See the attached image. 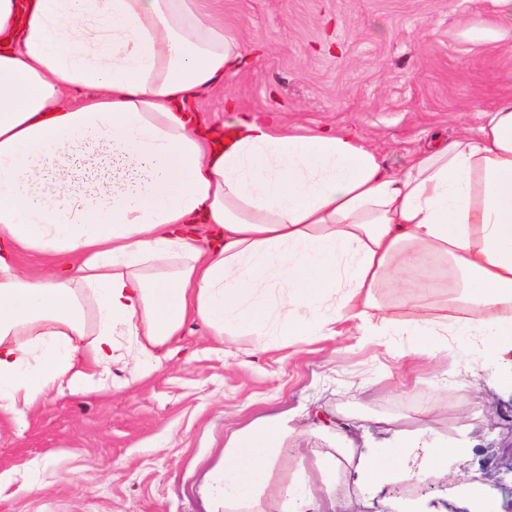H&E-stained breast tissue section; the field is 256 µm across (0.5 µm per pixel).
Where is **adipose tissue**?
Wrapping results in <instances>:
<instances>
[{
	"mask_svg": "<svg viewBox=\"0 0 512 512\" xmlns=\"http://www.w3.org/2000/svg\"><path fill=\"white\" fill-rule=\"evenodd\" d=\"M242 59L196 0H0V413L86 392L122 354L161 363L194 318L219 336L311 341L340 320L370 335L392 323L378 289L428 254L468 312L455 335L492 359L512 349V97L396 171L348 128L193 109ZM24 251L48 269L21 268ZM286 426L225 446L211 498L264 489ZM421 435L343 456L378 488L468 454Z\"/></svg>",
	"mask_w": 512,
	"mask_h": 512,
	"instance_id": "1",
	"label": "adipose tissue"
}]
</instances>
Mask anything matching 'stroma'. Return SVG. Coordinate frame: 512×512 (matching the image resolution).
<instances>
[{
	"label": "stroma",
	"mask_w": 512,
	"mask_h": 512,
	"mask_svg": "<svg viewBox=\"0 0 512 512\" xmlns=\"http://www.w3.org/2000/svg\"><path fill=\"white\" fill-rule=\"evenodd\" d=\"M237 33L245 64L201 92L194 107L229 119L226 99L246 115L277 113L298 133L354 129L381 160L404 168L433 133L476 128L480 113L512 96V18L495 0H209ZM447 268L425 262L417 281L431 290L384 287L377 299L399 320L448 316ZM409 334L361 335L340 322L315 342L216 336L190 320L176 355L139 380L113 364L110 384L49 395L24 418L0 413V512H212L207 475L218 473L226 443L269 417L292 431L249 512H284L285 489L316 457L343 440L388 448L393 432L419 419L456 442L473 422L468 460L374 494L341 465L337 512H401L411 498L437 512H468L455 483L482 487L489 512L512 499V421L496 403L512 351L492 363L469 339L452 336L437 356L411 353Z\"/></svg>",
	"instance_id": "stroma-1"
}]
</instances>
